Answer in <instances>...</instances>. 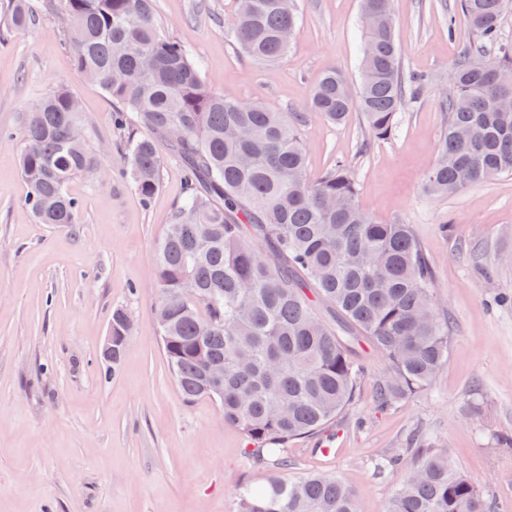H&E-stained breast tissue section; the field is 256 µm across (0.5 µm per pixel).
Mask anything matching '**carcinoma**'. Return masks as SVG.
<instances>
[{
	"instance_id": "1",
	"label": "carcinoma",
	"mask_w": 512,
	"mask_h": 512,
	"mask_svg": "<svg viewBox=\"0 0 512 512\" xmlns=\"http://www.w3.org/2000/svg\"><path fill=\"white\" fill-rule=\"evenodd\" d=\"M231 28L248 59L274 66L299 24L298 0H237ZM360 82L350 90L331 68L308 107L341 124L362 112L370 135L390 138L397 115L428 85L404 75L391 0H360ZM507 0H461L476 43L450 73L440 100L447 115L439 158L424 189L445 197L512 175V42L501 23ZM37 0H8V24L24 31ZM67 46L78 70L115 103L129 178L147 203L160 185L161 144L180 159L185 195L156 250V320L167 365L183 399H215L238 427L248 454L271 465L261 487L239 485V512H360L339 477L288 478V443L318 434L352 404L361 367L349 338L370 341L388 362L377 385L379 409L425 389L448 358V320L430 288L431 266L409 225L379 224L359 204L350 165L337 161L307 177L298 112L226 98L202 81L191 52L164 37L152 0H62ZM74 95L64 86L36 103L22 131L26 204L41 224H74L81 207L68 192L79 176L103 177ZM267 253L277 257L269 262ZM314 291L335 322L310 303ZM122 306L112 309V367L132 336ZM224 367L215 383L208 371ZM413 462L385 512H497L445 448L412 434Z\"/></svg>"
}]
</instances>
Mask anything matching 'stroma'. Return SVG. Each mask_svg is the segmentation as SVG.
<instances>
[{
  "mask_svg": "<svg viewBox=\"0 0 512 512\" xmlns=\"http://www.w3.org/2000/svg\"><path fill=\"white\" fill-rule=\"evenodd\" d=\"M236 0H155L167 38L184 44L213 91L278 112H301L309 178L339 158L359 181V203L376 221L401 220L429 259L431 294L450 327L448 361L430 385L391 408H376L386 359L354 342L363 369L357 397L318 440L288 446L291 477L344 478L361 512H384L411 464L377 461L421 427L446 448L472 485L512 512V176L447 197L422 190L446 123L440 97L473 31L459 0H392L405 72L430 86L399 112L387 140L358 151L368 131L360 112L328 125L307 108L330 67L359 81L360 0H300L287 60L268 69L237 49L225 18ZM79 100L92 145L109 176L69 185L76 223H36L19 170L26 112L58 86ZM115 106L74 65L59 0H43L19 33L0 22V512H238L241 480L269 473L246 453L241 431L211 401L185 403L158 333L155 251L184 193L183 168L163 150L161 183L142 203L121 174L125 149ZM134 333L118 368L100 357L114 306Z\"/></svg>",
  "mask_w": 512,
  "mask_h": 512,
  "instance_id": "1",
  "label": "stroma"
}]
</instances>
